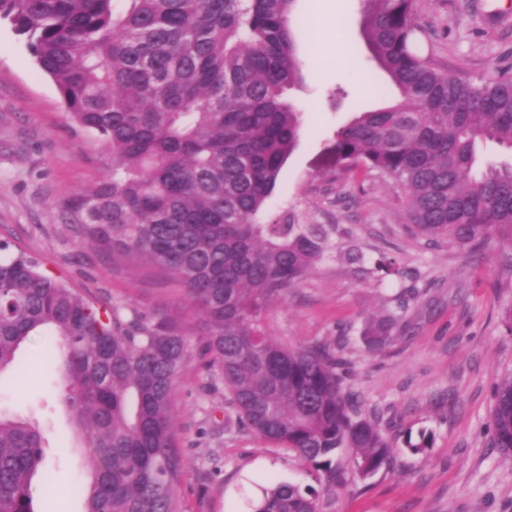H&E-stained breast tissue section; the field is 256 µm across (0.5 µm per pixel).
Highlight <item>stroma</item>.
Instances as JSON below:
<instances>
[{"mask_svg": "<svg viewBox=\"0 0 512 512\" xmlns=\"http://www.w3.org/2000/svg\"><path fill=\"white\" fill-rule=\"evenodd\" d=\"M508 0H416L427 33L419 49L461 77H512ZM364 0H296L302 80L289 96L302 112V135L267 211L299 224H332V249L264 323L287 343H335L349 363L346 386L366 411H378L395 440L388 468L324 490V512H512V458L488 445L496 380L512 372V243L481 254L433 246L408 229L406 193L394 179L357 171L332 180L329 149L338 127L384 107L362 35ZM342 25L324 36L330 10ZM347 95L333 102L331 92ZM112 176V152L77 128L53 81L42 75L23 38L0 22V241L35 260L69 287L93 293L123 313L180 316L191 339L199 319L172 280L139 262L115 261L83 242L65 208L69 196ZM360 248L365 263L346 259ZM405 298L409 327L382 349L363 331ZM37 334L17 357L20 373L0 376V410L36 419L52 462L51 492L34 490L37 512H83L73 487L92 459L70 432L41 356ZM185 512H246V496L271 480L323 488L324 474L288 449L229 422L227 394L196 356L174 387ZM428 432L431 448L411 452L406 434Z\"/></svg>", "mask_w": 512, "mask_h": 512, "instance_id": "obj_1", "label": "stroma"}]
</instances>
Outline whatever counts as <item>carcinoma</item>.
<instances>
[{"label": "carcinoma", "mask_w": 512, "mask_h": 512, "mask_svg": "<svg viewBox=\"0 0 512 512\" xmlns=\"http://www.w3.org/2000/svg\"><path fill=\"white\" fill-rule=\"evenodd\" d=\"M295 0H0L70 118L112 150V179L66 200L75 232L113 260L133 258L183 288L202 320L200 363L229 395L241 428L347 480L388 466L394 441L345 386L329 343L288 344L266 310L328 254L330 226L260 223L301 133L286 99L299 78ZM362 33L400 95L336 130V173L362 168L407 195L412 232L472 253L512 243V161L479 164L481 146L512 151V78L461 79L418 50L415 0H366ZM401 315L369 322L382 348ZM94 460L78 482L84 512H183L173 387L189 355L183 320L82 295L24 254L0 256V375L29 336ZM490 447L512 455V373L493 388ZM39 424L0 412V512H36L49 487ZM313 487L278 482L250 512H321Z\"/></svg>", "instance_id": "obj_1"}]
</instances>
